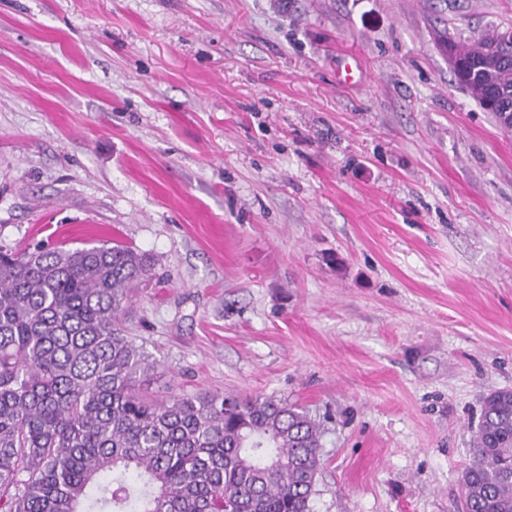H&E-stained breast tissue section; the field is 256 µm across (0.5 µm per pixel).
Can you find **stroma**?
Returning a JSON list of instances; mask_svg holds the SVG:
<instances>
[{
	"mask_svg": "<svg viewBox=\"0 0 512 512\" xmlns=\"http://www.w3.org/2000/svg\"><path fill=\"white\" fill-rule=\"evenodd\" d=\"M512 0H0V247L154 263L159 394L320 422L312 512H463L512 390V133L434 32Z\"/></svg>",
	"mask_w": 512,
	"mask_h": 512,
	"instance_id": "35a3bbf8",
	"label": "stroma"
}]
</instances>
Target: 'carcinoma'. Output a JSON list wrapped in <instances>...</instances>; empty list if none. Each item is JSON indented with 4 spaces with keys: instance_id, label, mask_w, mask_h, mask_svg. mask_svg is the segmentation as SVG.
Here are the masks:
<instances>
[{
    "instance_id": "obj_1",
    "label": "carcinoma",
    "mask_w": 512,
    "mask_h": 512,
    "mask_svg": "<svg viewBox=\"0 0 512 512\" xmlns=\"http://www.w3.org/2000/svg\"><path fill=\"white\" fill-rule=\"evenodd\" d=\"M487 36L445 35L454 83L512 105ZM148 257L104 241L0 251V512H312L321 424L297 405L160 396L123 319ZM462 476L465 512H512V390L483 400Z\"/></svg>"
}]
</instances>
